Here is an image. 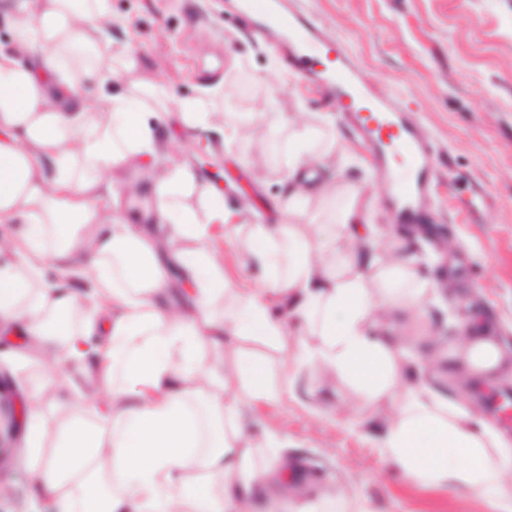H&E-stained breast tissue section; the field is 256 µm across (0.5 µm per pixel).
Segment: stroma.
Masks as SVG:
<instances>
[{"label":"stroma","instance_id":"1","mask_svg":"<svg viewBox=\"0 0 512 512\" xmlns=\"http://www.w3.org/2000/svg\"><path fill=\"white\" fill-rule=\"evenodd\" d=\"M117 19L114 45L130 46L133 74L112 78L122 92L129 77L165 82L173 97L211 92L225 123L262 113L267 134H244L226 142L203 133L189 138L173 115L151 116L155 135L182 139L197 163L200 182L219 187L229 209L247 204L254 224L307 223L324 209L312 201L307 214L292 215L288 197V117L326 125L351 152L345 168L323 171L335 179L337 195L362 189L373 202L364 233L379 248L404 243L425 269L431 292L417 316L392 311L378 326L393 337L413 363L410 382L460 404L512 444V423L480 408L473 380L483 391L512 389V0H297L296 6L324 34L346 47L363 77L403 103L434 145L439 177L432 209L444 236L394 224L369 155L340 118L336 101L307 87L285 55L254 40L225 0H109ZM266 162L255 180L246 161ZM212 245L229 287L252 280L244 230L210 227ZM491 331L506 365L492 377H474L457 345L472 325ZM396 398L369 401L342 378L317 363L301 367L294 391L281 401L245 409L277 438V449L255 448L251 459L264 467L283 461L287 482L263 487L254 512H323L322 490L336 497L335 512H495L492 504L463 489L425 487L392 465L381 446L382 419L394 413ZM26 404L9 374L0 375V443L20 432ZM13 488L0 512H32L30 473L20 464L0 472Z\"/></svg>","mask_w":512,"mask_h":512}]
</instances>
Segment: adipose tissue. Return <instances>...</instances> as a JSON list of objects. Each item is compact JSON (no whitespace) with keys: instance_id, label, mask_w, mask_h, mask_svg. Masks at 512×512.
Listing matches in <instances>:
<instances>
[{"instance_id":"obj_1","label":"adipose tissue","mask_w":512,"mask_h":512,"mask_svg":"<svg viewBox=\"0 0 512 512\" xmlns=\"http://www.w3.org/2000/svg\"><path fill=\"white\" fill-rule=\"evenodd\" d=\"M0 21L12 31L0 47V335L24 339L0 367L27 399L16 445L33 499L54 512H250L263 480L247 461L243 407L288 396L295 368L311 360L365 399L394 394L410 370L375 319L396 306L421 311L426 283L410 258L384 259L365 244L369 201L354 189L337 206L335 187L316 177L345 152L295 120L288 209L317 199L339 214L327 224L249 225L247 252L265 278L228 288L205 239L232 213L212 191L203 211L186 205L199 185L192 166L165 169L148 224L128 223L112 186L120 167L164 152L152 113L226 139L262 120L224 124L208 96L177 101L159 81L113 94V72L135 62L132 49L102 40L114 23L108 0H10ZM224 295L231 307L218 318L209 307ZM230 336L285 348L279 369L243 357L228 368L219 354L202 364L201 349L219 351ZM463 348L472 374L498 368L492 337L471 333ZM89 380L103 397L92 417L73 406ZM382 444L416 481L512 512V447L428 390L408 387Z\"/></svg>"}]
</instances>
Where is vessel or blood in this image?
I'll list each match as a JSON object with an SVG mask.
<instances>
[{
  "mask_svg": "<svg viewBox=\"0 0 512 512\" xmlns=\"http://www.w3.org/2000/svg\"><path fill=\"white\" fill-rule=\"evenodd\" d=\"M240 11L252 19L257 36L266 38L275 30L284 34L289 65L304 79L334 92L345 121L371 154L377 176L393 184L389 204L395 223H433V147L399 102L369 87L346 48L326 38L312 19L288 8L284 0H242Z\"/></svg>",
  "mask_w": 512,
  "mask_h": 512,
  "instance_id": "1",
  "label": "vessel or blood"
}]
</instances>
